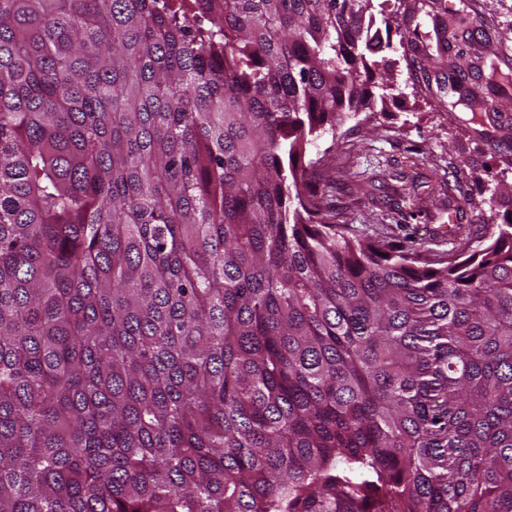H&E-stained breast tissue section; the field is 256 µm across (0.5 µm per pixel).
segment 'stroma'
<instances>
[{
	"label": "stroma",
	"mask_w": 512,
	"mask_h": 512,
	"mask_svg": "<svg viewBox=\"0 0 512 512\" xmlns=\"http://www.w3.org/2000/svg\"><path fill=\"white\" fill-rule=\"evenodd\" d=\"M369 0L389 23L373 110L316 137L306 162L329 187L328 219L440 261L467 253L512 212V0Z\"/></svg>",
	"instance_id": "stroma-1"
}]
</instances>
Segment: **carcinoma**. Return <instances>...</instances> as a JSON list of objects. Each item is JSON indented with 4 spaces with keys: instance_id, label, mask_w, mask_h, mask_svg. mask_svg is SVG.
Returning <instances> with one entry per match:
<instances>
[{
    "instance_id": "1",
    "label": "carcinoma",
    "mask_w": 512,
    "mask_h": 512,
    "mask_svg": "<svg viewBox=\"0 0 512 512\" xmlns=\"http://www.w3.org/2000/svg\"><path fill=\"white\" fill-rule=\"evenodd\" d=\"M366 0H0V512H512V219L326 220Z\"/></svg>"
}]
</instances>
